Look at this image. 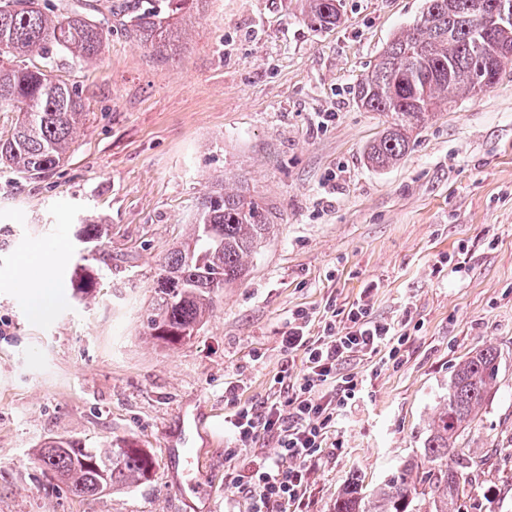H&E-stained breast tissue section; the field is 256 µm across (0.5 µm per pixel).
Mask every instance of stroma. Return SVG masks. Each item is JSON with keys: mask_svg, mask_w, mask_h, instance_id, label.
Masks as SVG:
<instances>
[{"mask_svg": "<svg viewBox=\"0 0 512 512\" xmlns=\"http://www.w3.org/2000/svg\"><path fill=\"white\" fill-rule=\"evenodd\" d=\"M112 3L46 0L109 27L103 63L51 51L86 124L46 176L0 171V512H242L243 494L224 482L225 388L245 402L272 396L278 373L303 370L281 349L289 314L351 304L372 281L374 317L405 325L404 355L347 363L366 387L328 435L310 512H332L350 478L369 492L423 463L452 375L489 345L498 377L455 449L473 462L462 512H512V67L440 105L398 165L375 169L365 152L387 118L361 108L354 88L426 0H342L328 29L308 23L302 0H208L181 14L164 60L125 36ZM221 185L277 229L195 336L157 346L143 316L160 261ZM85 217L102 226L89 244L73 237ZM36 247L54 284L45 317L17 284ZM80 266L96 282L83 300L70 285ZM190 417L201 433L186 432ZM58 438L134 442L151 476L77 499L42 475L40 449ZM185 439L203 486L178 493L167 448Z\"/></svg>", "mask_w": 512, "mask_h": 512, "instance_id": "stroma-1", "label": "stroma"}]
</instances>
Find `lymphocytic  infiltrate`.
<instances>
[{
	"mask_svg": "<svg viewBox=\"0 0 512 512\" xmlns=\"http://www.w3.org/2000/svg\"><path fill=\"white\" fill-rule=\"evenodd\" d=\"M372 291L365 286L340 315L323 319L317 333L311 330L307 311L292 313L282 345L289 355H301L303 370L288 382L285 399L246 404L238 400L234 387H227L233 411L224 422V480L244 494L245 512H287L288 507L304 506L331 428L365 387L364 378L345 372L344 364L359 356H400L405 337L394 325L374 318ZM262 438L275 442L274 455L253 454Z\"/></svg>",
	"mask_w": 512,
	"mask_h": 512,
	"instance_id": "f902f5d3",
	"label": "lymphocytic infiltrate"
}]
</instances>
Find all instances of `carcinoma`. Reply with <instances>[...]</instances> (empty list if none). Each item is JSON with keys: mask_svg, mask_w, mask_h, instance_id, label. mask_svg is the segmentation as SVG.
Returning a JSON list of instances; mask_svg holds the SVG:
<instances>
[{"mask_svg": "<svg viewBox=\"0 0 512 512\" xmlns=\"http://www.w3.org/2000/svg\"><path fill=\"white\" fill-rule=\"evenodd\" d=\"M205 0H137L121 27L161 59L175 49L170 19ZM494 0H427L412 28L386 46L375 68L357 86L361 106L391 118L390 126L369 148L378 168L396 165L406 155L410 133L434 115L442 101L455 104L475 95L476 55L472 31ZM306 19L319 28L341 21L340 0H306ZM109 31L87 15L51 16L34 0L0 5V112H16L10 136L0 138V163L17 174L41 177L63 162L87 111L78 89L46 66L20 65L23 58L44 56L55 47L78 62H101ZM481 54L498 55L496 66L512 65V36L498 32L486 38ZM268 210L240 192L216 190L205 196L189 235L164 258L154 287L146 335L171 347L191 338L212 312L215 293L233 286L250 271L249 258L274 235ZM99 237V225L84 219L75 238ZM74 295L87 297L95 281L86 269L74 271ZM496 349L484 347L464 359L448 383L423 448L429 470L415 478V464L367 494L358 480L348 481L336 496L333 512H457L460 494L469 484V462L454 458L459 437L476 418L498 373ZM43 474L64 483L82 500L148 478L147 452L123 441L88 448L60 439L41 449Z\"/></svg>", "mask_w": 512, "mask_h": 512, "instance_id": "cac0c4a2", "label": "carcinoma"}]
</instances>
